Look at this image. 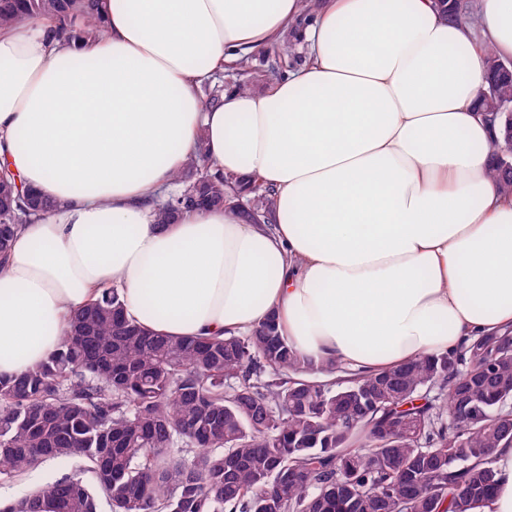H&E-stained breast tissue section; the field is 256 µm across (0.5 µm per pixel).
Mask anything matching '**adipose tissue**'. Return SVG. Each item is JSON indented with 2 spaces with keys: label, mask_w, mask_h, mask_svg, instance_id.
Masks as SVG:
<instances>
[{
  "label": "adipose tissue",
  "mask_w": 512,
  "mask_h": 512,
  "mask_svg": "<svg viewBox=\"0 0 512 512\" xmlns=\"http://www.w3.org/2000/svg\"><path fill=\"white\" fill-rule=\"evenodd\" d=\"M481 33L436 0H105L77 44L43 17L0 29V166L54 202L0 268V376L44 361L100 289L163 336L245 333L275 315L317 359L364 374L512 329V194L487 57H512V0ZM302 29L308 60L270 88L196 90ZM274 191L158 223L197 151Z\"/></svg>",
  "instance_id": "1"
}]
</instances>
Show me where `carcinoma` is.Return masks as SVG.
Returning a JSON list of instances; mask_svg holds the SVG:
<instances>
[{"mask_svg": "<svg viewBox=\"0 0 512 512\" xmlns=\"http://www.w3.org/2000/svg\"><path fill=\"white\" fill-rule=\"evenodd\" d=\"M470 23L468 0H438ZM49 16L67 40L101 33V0H0V28ZM512 104L492 70L485 112ZM198 209L246 200L256 223L273 191L212 168L174 177ZM16 178L0 173V263L18 229ZM512 331L380 373L316 360L267 317L245 334L158 336L127 318L119 286L77 314L38 366L0 378V480L51 459L64 475L0 512H480L512 444Z\"/></svg>", "mask_w": 512, "mask_h": 512, "instance_id": "obj_1", "label": "carcinoma"}]
</instances>
